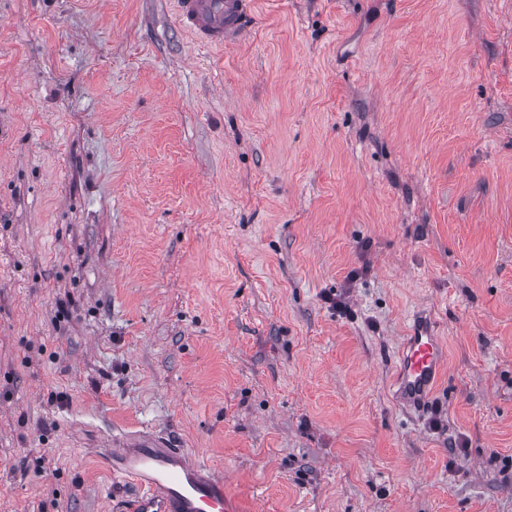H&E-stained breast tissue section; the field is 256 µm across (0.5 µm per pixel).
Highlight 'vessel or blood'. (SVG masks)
<instances>
[{"label":"vessel or blood","mask_w":512,"mask_h":512,"mask_svg":"<svg viewBox=\"0 0 512 512\" xmlns=\"http://www.w3.org/2000/svg\"><path fill=\"white\" fill-rule=\"evenodd\" d=\"M250 0H176L179 23L203 46L223 45L245 28ZM403 336L393 366V392L404 411L423 409L445 366V348L426 319ZM100 460L113 474L136 486L121 512H229L224 478L187 450L149 434L112 438Z\"/></svg>","instance_id":"vessel-or-blood-1"}]
</instances>
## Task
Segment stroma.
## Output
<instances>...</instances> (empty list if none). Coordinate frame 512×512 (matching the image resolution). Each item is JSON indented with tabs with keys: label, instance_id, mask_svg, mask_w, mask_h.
I'll use <instances>...</instances> for the list:
<instances>
[{
	"label": "stroma",
	"instance_id": "1",
	"mask_svg": "<svg viewBox=\"0 0 512 512\" xmlns=\"http://www.w3.org/2000/svg\"><path fill=\"white\" fill-rule=\"evenodd\" d=\"M143 433L231 512H512L506 0H0V512H118ZM179 23L203 46H222L245 28L250 0H176ZM413 320L415 327L403 336L393 366L394 397L405 412L424 408L446 360L441 336H436L418 313Z\"/></svg>",
	"mask_w": 512,
	"mask_h": 512
}]
</instances>
